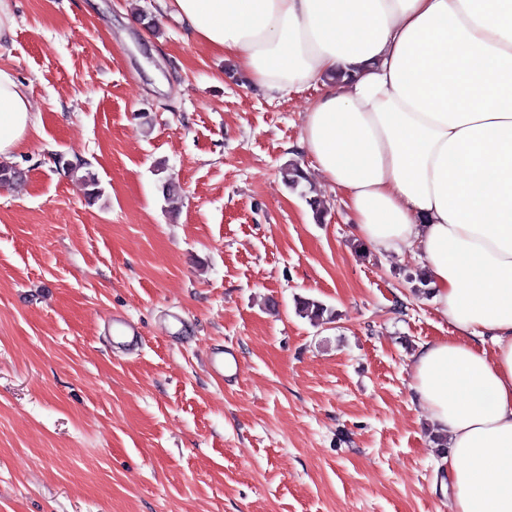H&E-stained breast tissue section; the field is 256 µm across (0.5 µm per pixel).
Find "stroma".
Wrapping results in <instances>:
<instances>
[{"instance_id": "1", "label": "stroma", "mask_w": 512, "mask_h": 512, "mask_svg": "<svg viewBox=\"0 0 512 512\" xmlns=\"http://www.w3.org/2000/svg\"><path fill=\"white\" fill-rule=\"evenodd\" d=\"M12 8L0 67L37 125L0 187V512H449L412 391V355L449 333L420 260L358 253L339 192L310 175L318 224L282 181L312 164L318 87L228 77L158 0ZM115 313L138 348L113 342ZM218 349L236 378L211 376ZM297 314L309 320L313 325L319 326L331 322L333 311L318 300L298 298L296 300Z\"/></svg>"}]
</instances>
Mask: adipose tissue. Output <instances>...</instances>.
<instances>
[{"label":"adipose tissue","instance_id":"ef3b65f1","mask_svg":"<svg viewBox=\"0 0 512 512\" xmlns=\"http://www.w3.org/2000/svg\"><path fill=\"white\" fill-rule=\"evenodd\" d=\"M158 2L253 85L321 86L301 148L356 242L422 259L450 328L411 370L452 512H512V0ZM35 126L0 67V162Z\"/></svg>","mask_w":512,"mask_h":512}]
</instances>
